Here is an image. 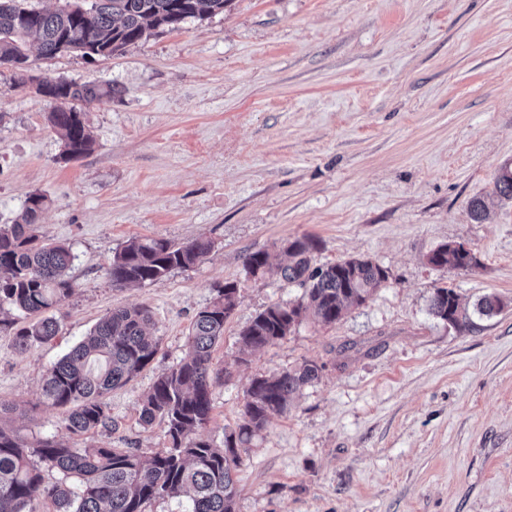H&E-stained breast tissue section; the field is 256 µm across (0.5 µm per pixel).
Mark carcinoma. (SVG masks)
<instances>
[{"instance_id": "obj_1", "label": "carcinoma", "mask_w": 512, "mask_h": 512, "mask_svg": "<svg viewBox=\"0 0 512 512\" xmlns=\"http://www.w3.org/2000/svg\"><path fill=\"white\" fill-rule=\"evenodd\" d=\"M226 0H70L53 11L30 8L23 0H0V65L9 64L17 82L29 80L30 50L44 56L78 53L85 58L117 55L156 29L178 30L188 19L224 12ZM65 107L49 113L63 159L89 154L93 138L76 107L112 94V87L61 79L50 88ZM500 201L512 202V167L503 165L496 181ZM46 205L31 194L21 220L0 225V330L10 333L21 353L48 344L59 335L56 312L74 293L69 270L75 259L63 243L40 238L37 221ZM212 248L205 239L175 244L166 239L133 238L115 252L108 269L112 284L128 287L153 283L176 269L187 270ZM317 248L312 237L288 245L291 263L283 278L304 288L295 302L273 304L258 313L239 334L242 350L254 351L284 339L306 317L323 326L336 324L347 311L364 304L388 279L387 270L367 258H350L325 267L311 266ZM473 257L439 246L427 262L439 268H466ZM269 255L246 258V271L257 275ZM238 304V285L226 282L217 296L197 312L188 333V352L161 373L141 402V421L165 426L169 446L144 459L136 448H74L55 435L28 440L7 425L10 407H0V512H37L49 502L56 512H146L156 502H185L184 512H234V474L241 464L236 448L263 431L272 415L288 410L290 398L317 380L323 366L315 362L279 373L259 375L247 391L238 431L224 447L201 437L212 410V359L224 336V324ZM460 309L452 288L435 289L431 313L443 320ZM144 307L116 308L89 334L71 346L46 371L42 396L65 408V428L81 435L116 429L106 397L132 381L159 352Z\"/></svg>"}]
</instances>
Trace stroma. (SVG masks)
<instances>
[{"mask_svg": "<svg viewBox=\"0 0 512 512\" xmlns=\"http://www.w3.org/2000/svg\"><path fill=\"white\" fill-rule=\"evenodd\" d=\"M30 65L114 93L82 105L95 144L66 161L48 102L0 67V224L44 194L38 232L75 256L56 340L21 353L0 332V405L22 436L60 426L41 396L46 367L107 312L143 306L156 359L108 395L115 431L69 442L164 448L141 400L234 281L204 437L220 446L236 430L254 375L324 366L241 446L235 512H512V204L493 201L512 165V0H228L117 56ZM475 197L492 201L480 221ZM303 236L318 243L314 265L364 257L389 277L336 324L304 320L239 364L240 330L303 293L277 270L247 274L245 259L287 262ZM134 237L212 249L115 287L107 269ZM446 243L465 244L472 265H429ZM439 287L462 299L458 326L429 310ZM491 294L503 307L482 315Z\"/></svg>", "mask_w": 512, "mask_h": 512, "instance_id": "obj_1", "label": "stroma"}]
</instances>
